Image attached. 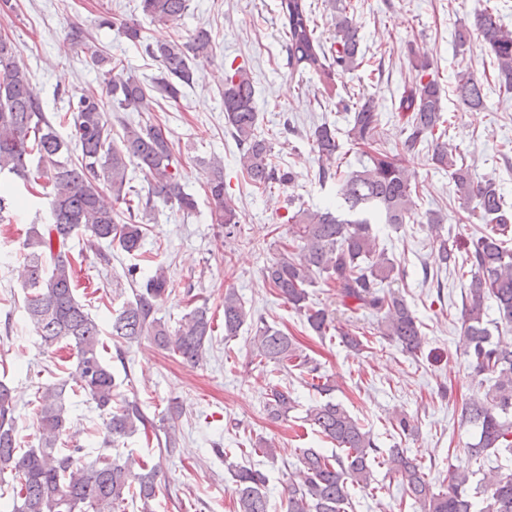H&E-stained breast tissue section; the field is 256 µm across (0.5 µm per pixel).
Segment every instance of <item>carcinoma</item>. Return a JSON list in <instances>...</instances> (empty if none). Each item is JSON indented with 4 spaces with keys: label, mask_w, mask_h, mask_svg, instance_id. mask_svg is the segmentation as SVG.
Segmentation results:
<instances>
[{
    "label": "carcinoma",
    "mask_w": 512,
    "mask_h": 512,
    "mask_svg": "<svg viewBox=\"0 0 512 512\" xmlns=\"http://www.w3.org/2000/svg\"><path fill=\"white\" fill-rule=\"evenodd\" d=\"M332 21L336 37L325 46L317 33L308 0H279L283 32L287 40L288 66L294 73L318 77L324 90L357 66L360 52L359 26L345 0H333ZM142 14L154 23L181 20L189 0H140ZM119 33L143 47L159 62L162 80L156 90L176 101L184 87L194 85L199 63L213 53L211 35L203 30L184 42H144L140 24L123 21ZM482 39L493 58L495 80L512 90V29L500 23L496 9L485 5L476 11L475 28L461 26L455 32L463 47L473 35ZM71 45L80 48L88 64L105 70L106 95L93 91L70 102V124L75 148L59 135L42 104L31 93V77L21 62L13 41L0 37V177L16 176L25 187L44 181L50 188V223L33 224L23 241L27 320L49 350L64 341L74 353L79 371L78 391L106 413L101 446L88 462L81 461L80 448L58 447L69 422L64 381L38 388L36 421L39 443L19 452L15 432L16 403L12 390L0 382V473L13 474L12 506L0 504L3 512H125V503L137 499L140 512H153L158 491L154 467L123 460L110 454L112 444L139 430L156 428L136 399L120 394V384L101 349L103 330L76 298L77 280L69 242L77 234L93 244L100 240L116 243L129 255L139 252L144 224L139 214L154 209V199L175 203L182 212L196 209V200L181 184L180 163L169 130L154 115L151 89L125 68L89 44L79 27L68 33ZM415 77L403 91L396 111L405 135L402 153L390 154L380 147L381 117L372 100L362 96L353 103L347 137L367 157L360 169L343 173L336 166L340 149L336 128L326 122L310 134L318 156L319 180L336 181V206H297L288 216L290 240L279 242L276 253L262 268L263 282L304 317L309 329L320 338L333 335L332 313L309 301L308 288L321 278L336 289V296L355 310H369L377 321L378 333L397 342L408 355L423 352L426 336L418 317L400 292L383 287L404 278L373 225L427 221L434 226L440 218L427 213L420 217L415 198L418 186L412 164L418 146L431 144L430 161L449 172L457 199L469 216L486 224V229L461 243L439 240L445 266L462 259L470 266V280L462 300L460 343L479 389L461 407V423L476 430L468 450L475 457L489 454L512 456V349L493 340L486 320L487 302L496 305L499 320L512 324V208L505 203L497 183H476L470 168L457 159V147L448 141L442 120V90L433 76V63L425 56L411 61ZM455 94L467 109L485 105L483 84L469 73H458ZM224 121L241 148L240 165L249 183L257 189L287 185L295 178L273 152L259 131V112L250 70L235 62L224 63ZM111 112H137L133 125L121 121L119 141L112 139ZM139 168L151 191L142 196L133 190L128 171ZM205 185L212 205V221L229 237L239 217L224 182V163L218 157L203 162ZM109 187L112 202L100 192ZM171 294L163 267L135 282L134 300L112 316L109 334L116 348L146 337L157 348L197 366L205 345L212 338L213 317L209 308L195 306L185 313L177 328L155 317L156 303ZM224 336L238 335L245 324L254 330L252 357L262 367L290 369L300 360L308 376L306 384L325 399L306 410L304 420L312 430L334 443L339 452L328 456L314 448L301 451L296 479L288 486L287 512H346L350 489H367L374 478V465L383 464L405 486L406 495L421 512H473L469 493L471 475L452 470L448 486L434 491L422 459L396 443L387 451L378 448L371 429L331 397L334 386L321 364L307 358L294 338L263 319H254L235 289L224 291ZM299 402L288 387L273 386L266 394L267 418L286 421ZM393 430L409 436L415 423L404 413L393 417ZM158 445L172 455L177 452L175 425L157 438ZM235 483L236 512H268L266 474L252 467L228 464ZM486 512H512V473L488 481Z\"/></svg>",
    "instance_id": "1"
}]
</instances>
